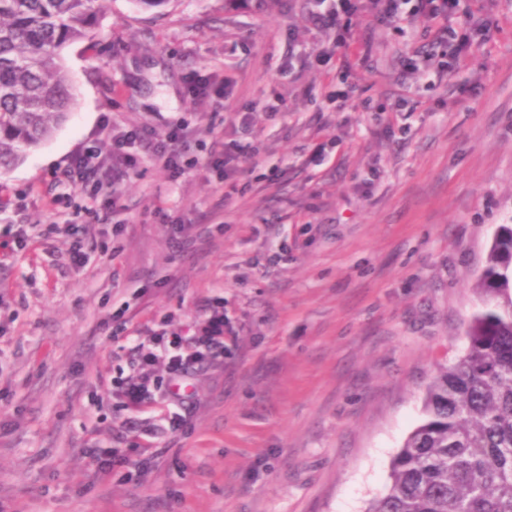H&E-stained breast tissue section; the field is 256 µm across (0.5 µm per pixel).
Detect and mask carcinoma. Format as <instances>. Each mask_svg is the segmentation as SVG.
I'll return each mask as SVG.
<instances>
[{
	"mask_svg": "<svg viewBox=\"0 0 512 512\" xmlns=\"http://www.w3.org/2000/svg\"><path fill=\"white\" fill-rule=\"evenodd\" d=\"M103 10L104 0H0V171L68 120L61 52L94 36ZM477 289L489 306L428 384L424 420L366 512H512V224L495 231Z\"/></svg>",
	"mask_w": 512,
	"mask_h": 512,
	"instance_id": "cac0c4a2",
	"label": "carcinoma"
}]
</instances>
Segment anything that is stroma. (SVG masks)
Listing matches in <instances>:
<instances>
[{"instance_id":"stroma-1","label":"stroma","mask_w":512,"mask_h":512,"mask_svg":"<svg viewBox=\"0 0 512 512\" xmlns=\"http://www.w3.org/2000/svg\"><path fill=\"white\" fill-rule=\"evenodd\" d=\"M315 4L106 0L95 39L64 49L69 120L0 175V232L28 234L0 258V512H366L385 493L512 224V0L454 76L423 80L401 75L420 26L364 17L368 66L308 65ZM177 123L199 160L180 178L137 145L113 211L62 183L86 145L108 154L116 132ZM231 135L232 189L205 165ZM212 298L234 333L193 383L189 434L152 439L139 482L89 485L81 449L112 448L126 415L101 377L129 368L128 337L186 332Z\"/></svg>"}]
</instances>
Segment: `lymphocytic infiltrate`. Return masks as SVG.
<instances>
[{
	"instance_id": "obj_1",
	"label": "lymphocytic infiltrate",
	"mask_w": 512,
	"mask_h": 512,
	"mask_svg": "<svg viewBox=\"0 0 512 512\" xmlns=\"http://www.w3.org/2000/svg\"><path fill=\"white\" fill-rule=\"evenodd\" d=\"M364 15L373 22L397 29L423 23L425 29L434 31L436 39L451 43L449 59L442 64L443 69L450 72L456 69L460 55L469 49L473 36L486 35L490 30L484 8L472 6L471 0H415L409 8L405 7L404 0H331L328 8L310 13L309 19L315 29L331 33L337 47L354 49L359 62L364 63L368 60L369 48L352 27L353 19ZM456 15L464 17V31L452 27L451 19ZM187 138V128L182 124L174 125L165 139L156 142L149 140L143 131H126L116 140L117 146L125 151L122 167L106 165L97 148L91 146L73 159L65 179L89 200L98 201L125 170L136 166V156L126 151L127 145L135 143L147 144L155 163L171 177H179L197 163ZM201 308L209 317L193 335L159 331L149 344L135 345L130 373L102 379V386L132 408L133 414L126 418L117 434L118 447L104 452L85 449L84 455L89 459V484L110 481L115 475L130 481L148 469L153 458L150 449L141 448L137 459L132 460L122 450V443L160 434L184 435L190 430L196 405L189 391L192 380L224 363V314L209 300L203 301ZM160 362L166 366V375L157 378L151 369ZM156 403L166 404L168 408L160 425L140 415L143 407Z\"/></svg>"
}]
</instances>
